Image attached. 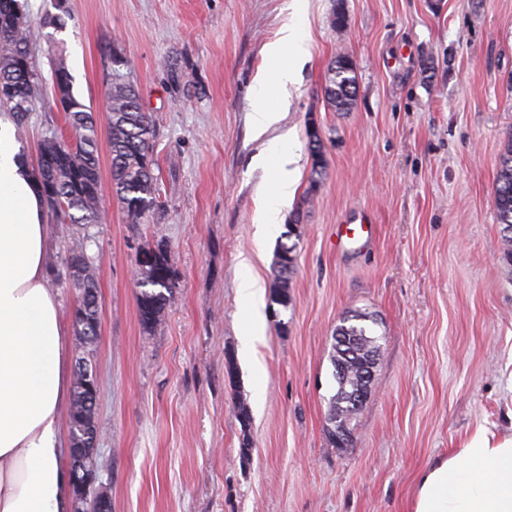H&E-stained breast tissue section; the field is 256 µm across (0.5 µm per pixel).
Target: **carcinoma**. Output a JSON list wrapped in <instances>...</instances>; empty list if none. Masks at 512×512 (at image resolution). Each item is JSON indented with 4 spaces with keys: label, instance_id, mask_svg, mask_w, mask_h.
Listing matches in <instances>:
<instances>
[{
    "label": "carcinoma",
    "instance_id": "carcinoma-1",
    "mask_svg": "<svg viewBox=\"0 0 512 512\" xmlns=\"http://www.w3.org/2000/svg\"><path fill=\"white\" fill-rule=\"evenodd\" d=\"M27 15L19 0H0V107L12 112L17 124L29 119L44 89L33 69L26 31ZM332 78L325 94L338 111L353 101L355 79L353 63L339 58L332 63ZM109 141L112 151L114 193L129 217L138 220L150 210L156 192L152 174L154 126L150 115L142 111L137 86L127 58L113 54L107 73ZM59 111L71 132L69 138L56 134L44 137L39 146L37 173L42 196L55 216V223L71 229V244L66 254H87L90 235L87 228L102 220L100 213L98 132L89 107L69 93ZM312 173L325 168L321 137L310 132ZM499 223L512 242V143L502 155L494 195ZM142 248L154 256V263L138 269L137 302L141 322L147 329L156 325L172 303L178 282L165 250L148 243ZM296 263L295 248L282 243L276 252L277 282L274 300L288 306V279ZM367 315L356 313L336 326L330 361L337 383L329 412L336 414V424L350 431L357 410L344 406L352 395L367 389L366 375L375 369L380 346L378 337L362 321Z\"/></svg>",
    "mask_w": 512,
    "mask_h": 512
}]
</instances>
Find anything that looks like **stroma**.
<instances>
[{
	"label": "stroma",
	"instance_id": "obj_1",
	"mask_svg": "<svg viewBox=\"0 0 512 512\" xmlns=\"http://www.w3.org/2000/svg\"><path fill=\"white\" fill-rule=\"evenodd\" d=\"M24 5L44 82L64 60L101 135L105 218L89 227L87 253L101 305L98 463L112 512H409L428 463L476 428L512 432V246L494 206L512 142V0ZM61 8L64 29L43 26ZM297 8L310 60L283 126L304 166L283 222L264 232L253 222L263 172L249 167L261 149L249 130L250 86L264 45ZM114 52L130 60L155 129L154 205L136 222L112 192L104 102ZM340 57L352 61L356 84L343 111L325 97ZM313 128L326 159L316 181ZM53 130L67 127L48 99L19 126L21 152L36 159ZM360 216L375 226L373 245L336 252V225ZM49 234L48 286L69 317L68 227L50 224ZM287 240L296 245L290 302L264 301L257 379L239 352V262L252 256L253 275L273 291ZM144 241L163 246L179 281L149 332L137 306ZM354 312L372 316L381 349L350 442L336 448L330 352Z\"/></svg>",
	"mask_w": 512,
	"mask_h": 512
}]
</instances>
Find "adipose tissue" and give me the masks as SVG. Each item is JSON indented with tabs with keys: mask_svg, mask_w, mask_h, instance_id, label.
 Instances as JSON below:
<instances>
[{
	"mask_svg": "<svg viewBox=\"0 0 512 512\" xmlns=\"http://www.w3.org/2000/svg\"><path fill=\"white\" fill-rule=\"evenodd\" d=\"M303 20L287 21L264 47L251 90V134L266 167L253 221L281 223L292 203L300 157L278 126L308 59ZM48 227L34 167L17 145L11 113H0V512H71L73 491L62 462L60 413L69 405V338L46 283ZM238 300L245 313L241 351L255 375L265 333L264 288L242 259ZM410 512H512V434L476 429L457 451L420 474Z\"/></svg>",
	"mask_w": 512,
	"mask_h": 512,
	"instance_id": "1",
	"label": "adipose tissue"
}]
</instances>
